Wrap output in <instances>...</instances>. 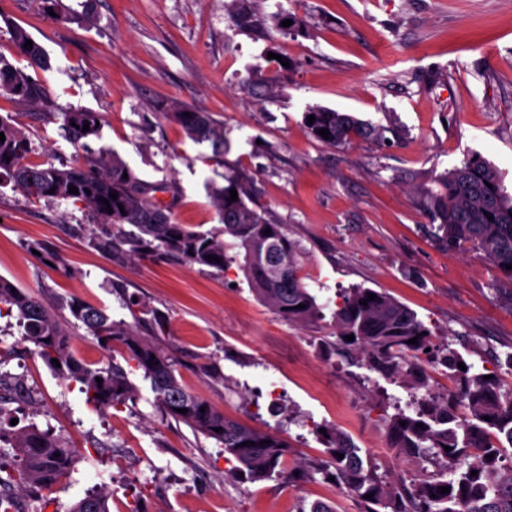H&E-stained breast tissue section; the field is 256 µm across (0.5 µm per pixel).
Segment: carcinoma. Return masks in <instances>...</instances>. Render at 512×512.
<instances>
[{
    "mask_svg": "<svg viewBox=\"0 0 512 512\" xmlns=\"http://www.w3.org/2000/svg\"><path fill=\"white\" fill-rule=\"evenodd\" d=\"M236 26L253 29L260 24L252 0H230ZM19 25L12 29V43L18 56L39 69L51 67V60L38 42ZM243 88L255 101L275 98L280 91L277 74L253 71ZM6 93L25 103L40 100V84L30 75L0 56V94ZM172 117L198 142L211 143L213 153L224 154V132L210 113L178 102L172 104ZM315 116L307 126L317 140L332 146L353 142L384 145L400 139L393 124H374L328 107L308 109L304 116ZM102 121L98 112L76 110L63 114L64 137L75 147L86 148V140L97 137ZM90 130H83L84 123ZM329 131L328 137L318 134ZM0 182L6 181L35 200H65L83 207L96 217L103 235L90 244L112 249L113 241L129 246V252L155 255L174 254L192 264L224 270L236 264L250 290L276 314L289 323H303L323 317L322 305L306 287L300 275L298 247L288 239L281 224L271 222L264 212L251 206V178L240 172L224 177L225 185L211 189L223 233L203 232L177 223L170 207L157 197L165 192L158 183L138 178L117 155L103 150L89 153L83 163L55 166L29 161L31 141L10 118L0 117ZM438 189L424 188L420 205L432 220L435 236L450 250H476L483 253L512 279V195L502 186L497 173L482 158L467 157L461 165L434 178ZM75 186L78 193L69 192ZM238 200L229 202L230 190ZM117 194V198L109 194ZM109 204H104L102 199ZM493 219H488L487 215ZM137 229L125 233L123 226ZM270 233H265V230ZM218 257L219 261L207 260ZM375 299H368V294ZM367 304H362V301ZM305 308L299 309L297 305ZM69 312L74 324L85 327L102 347L120 348L127 362L149 380L159 410L166 416L216 440L227 458L236 462L231 476L240 481H257L285 474L283 457L288 445L279 437L250 429L224 415L206 398L188 389L180 379V360L174 347H163L155 339L140 336L135 325L112 318L104 308L77 296L59 297L53 306L39 295L15 287L0 277V311L16 313L23 327V341L29 353L40 358L63 378L81 385L88 403L109 409L132 399L135 388L123 368L107 364H87L76 358L70 336L57 319L55 307ZM336 335L344 344L359 346L369 355V367L402 378L416 389L428 386V376L419 367L420 355L433 348L428 328L408 306L383 291L350 288L333 313ZM354 336L349 342L345 336ZM417 338V343L408 340ZM58 362H52V359ZM464 358L453 351L439 358L455 395L448 402L421 403L415 414L399 412L386 423L391 447L409 457L434 452L440 474L413 489L388 486L376 480L364 467L361 449L345 434L331 430L327 458L315 463L313 472L332 476L335 483L354 494L361 512H512V466H498L512 449V390L504 391L498 379L458 368ZM103 379L99 383L96 378ZM35 390L24 379L0 370V415L8 404L32 403ZM187 413H181V410ZM489 420H484V417ZM422 427H417V424ZM247 446H242V443ZM9 447L17 458L16 467L0 474V489L14 486L29 492L28 503L14 512H47L50 500L44 495L76 462V450L59 434L47 428L23 427L18 430L0 424V449ZM451 450L446 451L444 447ZM343 458H338V455ZM493 455L488 459L487 455ZM477 475H471V471ZM448 487L450 492L440 493ZM371 498H366V495ZM70 512H110L109 495L91 493L78 500Z\"/></svg>",
    "mask_w": 512,
    "mask_h": 512,
    "instance_id": "carcinoma-1",
    "label": "carcinoma"
}]
</instances>
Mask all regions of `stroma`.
I'll return each mask as SVG.
<instances>
[{
	"mask_svg": "<svg viewBox=\"0 0 512 512\" xmlns=\"http://www.w3.org/2000/svg\"><path fill=\"white\" fill-rule=\"evenodd\" d=\"M227 2L95 0L90 24L85 0H62L59 17L39 0H0V55L27 67L14 52L15 23L52 59L51 69L32 71L42 102L0 95V115L25 128L32 161L57 165L84 157L62 136L64 113H100L89 148L169 186L174 219L204 230L221 226L211 185L250 173L257 203L298 243L323 319L282 320L234 267L105 253L89 243L87 212L9 184L0 185V276L51 298L79 296L128 322L131 297L164 312L158 340L179 350L184 383L226 415L284 439L286 470L326 458L320 426L347 433L383 482L431 477L434 460L398 457L386 433L387 418L407 408L409 387L343 350L332 315L346 289L385 291L417 312L437 349L512 384V280L482 253L447 250L417 205L422 183L474 154L512 193V0H255L269 22L262 34L235 26ZM284 11L299 22L286 33L271 25ZM257 68L284 81L279 97L259 106L242 89ZM175 102L211 113L228 143L222 158L171 117ZM316 105L396 123L402 137L390 148L324 144L303 120ZM50 253L60 265L47 262ZM203 355L221 379L195 370ZM10 370L38 396L16 405L20 426L53 428L78 451L48 512H68L98 489L111 512H299L314 501L337 512L360 508L319 474L235 481L219 443L161 414L141 371L128 372L135 399L102 412L41 360L24 355ZM341 402L354 421L338 418Z\"/></svg>",
	"mask_w": 512,
	"mask_h": 512,
	"instance_id": "1",
	"label": "stroma"
}]
</instances>
